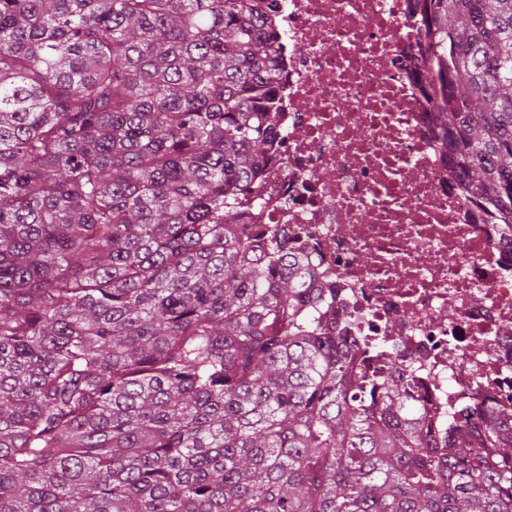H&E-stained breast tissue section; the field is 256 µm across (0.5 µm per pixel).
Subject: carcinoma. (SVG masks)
<instances>
[{
    "label": "carcinoma",
    "mask_w": 512,
    "mask_h": 512,
    "mask_svg": "<svg viewBox=\"0 0 512 512\" xmlns=\"http://www.w3.org/2000/svg\"><path fill=\"white\" fill-rule=\"evenodd\" d=\"M279 0H0V512H512V405L436 432L332 289L238 228ZM464 186L512 233V0H414Z\"/></svg>",
    "instance_id": "carcinoma-1"
}]
</instances>
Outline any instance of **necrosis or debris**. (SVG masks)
Here are the masks:
<instances>
[{
  "mask_svg": "<svg viewBox=\"0 0 512 512\" xmlns=\"http://www.w3.org/2000/svg\"><path fill=\"white\" fill-rule=\"evenodd\" d=\"M272 23L288 36L275 158L242 233L278 225L362 365L385 346L435 426H479L512 402V235L482 222L417 89L413 0H280Z\"/></svg>",
  "mask_w": 512,
  "mask_h": 512,
  "instance_id": "1",
  "label": "necrosis or debris"
}]
</instances>
